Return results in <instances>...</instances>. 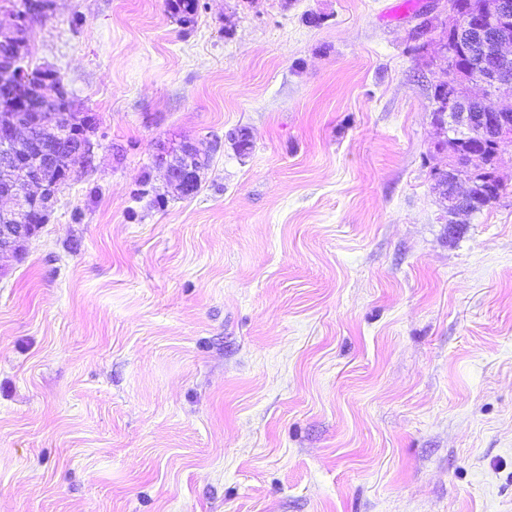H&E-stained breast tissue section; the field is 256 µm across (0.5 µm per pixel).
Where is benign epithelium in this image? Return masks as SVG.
<instances>
[{
	"mask_svg": "<svg viewBox=\"0 0 512 512\" xmlns=\"http://www.w3.org/2000/svg\"><path fill=\"white\" fill-rule=\"evenodd\" d=\"M54 5L55 0H24L9 11L11 22L0 25V45L5 48L0 54V200L11 203L0 208V260L21 257L27 241L47 222L75 167L63 151L94 159L93 124L85 114L76 109L47 111L55 99L66 95L58 73L51 68L47 78L29 82L16 63L31 53L30 25L36 17L52 14ZM435 19L448 31V39L439 43L426 66L448 68V80L443 85L447 95L434 98L432 120L440 133L434 150L445 157V163L433 172L448 223L457 224V217L500 198L481 187L483 180L502 183L494 170L480 178L485 173V153L465 150L462 143L491 146L496 159L497 148L512 142V110L495 103L499 93L512 86V5L507 0H444ZM472 30L477 37L463 50L468 57H480L484 67L477 94L472 92L469 72L449 66L454 57L450 39L459 41ZM478 102L487 111H470ZM206 159L207 153L191 140L157 146L156 162L165 169L166 185L172 191H187L200 178Z\"/></svg>",
	"mask_w": 512,
	"mask_h": 512,
	"instance_id": "7a95c632",
	"label": "benign epithelium"
}]
</instances>
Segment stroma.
<instances>
[{"label":"stroma","mask_w":512,"mask_h":512,"mask_svg":"<svg viewBox=\"0 0 512 512\" xmlns=\"http://www.w3.org/2000/svg\"><path fill=\"white\" fill-rule=\"evenodd\" d=\"M435 3L30 27L95 160L0 274V512H512V144L506 195L447 224ZM183 140L201 189L157 205ZM207 155L191 140L173 147L159 143L156 162L165 169L167 188L187 192L190 185L199 180Z\"/></svg>","instance_id":"obj_1"}]
</instances>
